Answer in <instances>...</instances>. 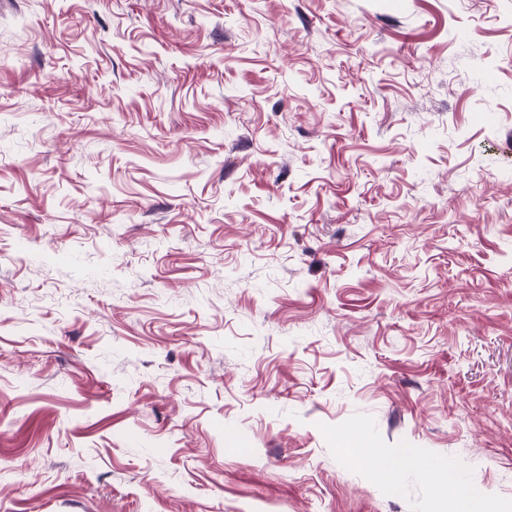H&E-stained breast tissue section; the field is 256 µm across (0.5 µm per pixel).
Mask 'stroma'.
Wrapping results in <instances>:
<instances>
[{
	"label": "stroma",
	"mask_w": 512,
	"mask_h": 512,
	"mask_svg": "<svg viewBox=\"0 0 512 512\" xmlns=\"http://www.w3.org/2000/svg\"><path fill=\"white\" fill-rule=\"evenodd\" d=\"M441 471L512 512V0H0V512ZM372 458L371 468L373 476L392 489H396L397 486L399 467L410 466L418 468L421 465L419 459L406 448H399L391 456L373 451Z\"/></svg>",
	"instance_id": "stroma-1"
}]
</instances>
